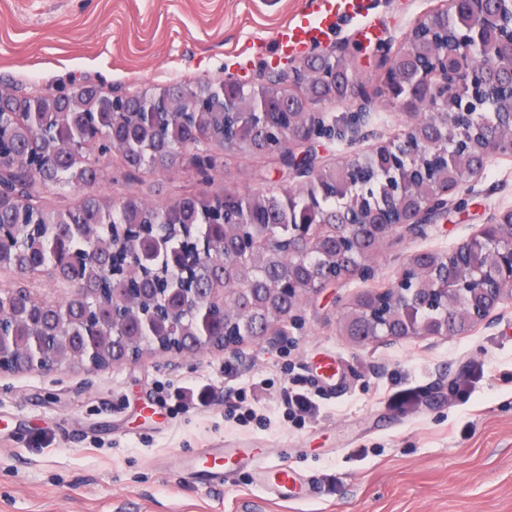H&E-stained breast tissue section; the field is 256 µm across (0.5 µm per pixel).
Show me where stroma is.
<instances>
[{
  "instance_id": "35a3bbf8",
  "label": "stroma",
  "mask_w": 512,
  "mask_h": 512,
  "mask_svg": "<svg viewBox=\"0 0 512 512\" xmlns=\"http://www.w3.org/2000/svg\"><path fill=\"white\" fill-rule=\"evenodd\" d=\"M319 0H0V82L26 96L90 83L133 92L176 82L246 79L287 69L277 30ZM440 0H363L324 46L363 43L359 74L380 83L377 43L399 46ZM209 181L175 167L131 173L103 158L95 187L116 202L137 194L264 192L287 183L274 154L215 148ZM447 223L388 241L374 274L354 275L301 302L277 336L233 354L185 357L145 350L97 373H0V512H512V303L473 332L357 347L343 309L390 286L418 250L448 253L490 217L512 209V159L489 163ZM26 283L66 300L71 287L0 269V290ZM316 402L312 419L285 417L289 382ZM253 418L228 416L239 393ZM260 448L300 472L291 500L265 494L250 458L224 489L206 491L180 456L199 448Z\"/></svg>"
}]
</instances>
